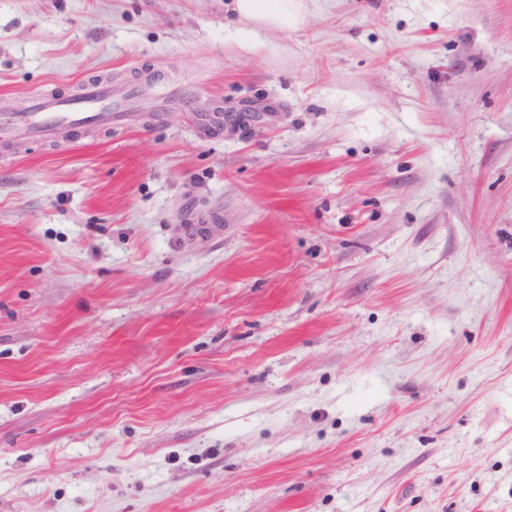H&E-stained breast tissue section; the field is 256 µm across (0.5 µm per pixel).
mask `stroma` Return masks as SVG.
I'll return each instance as SVG.
<instances>
[{"mask_svg":"<svg viewBox=\"0 0 512 512\" xmlns=\"http://www.w3.org/2000/svg\"><path fill=\"white\" fill-rule=\"evenodd\" d=\"M303 4L0 0V512H512V0ZM237 14L276 27L288 28L297 24L302 15V0H232ZM112 97L104 81H85L77 96L37 99L29 112H21L2 100L0 108V144L7 145L20 136L45 137L59 130L90 124L111 126Z\"/></svg>","mask_w":512,"mask_h":512,"instance_id":"obj_1","label":"stroma"}]
</instances>
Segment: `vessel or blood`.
I'll return each instance as SVG.
<instances>
[{
	"label": "vessel or blood",
	"instance_id": "vessel-or-blood-1",
	"mask_svg": "<svg viewBox=\"0 0 512 512\" xmlns=\"http://www.w3.org/2000/svg\"><path fill=\"white\" fill-rule=\"evenodd\" d=\"M111 95L112 90L106 82L88 80L77 96L39 99L25 112L2 105L0 144H9L20 136L45 137L63 129L90 124L111 125Z\"/></svg>",
	"mask_w": 512,
	"mask_h": 512
}]
</instances>
